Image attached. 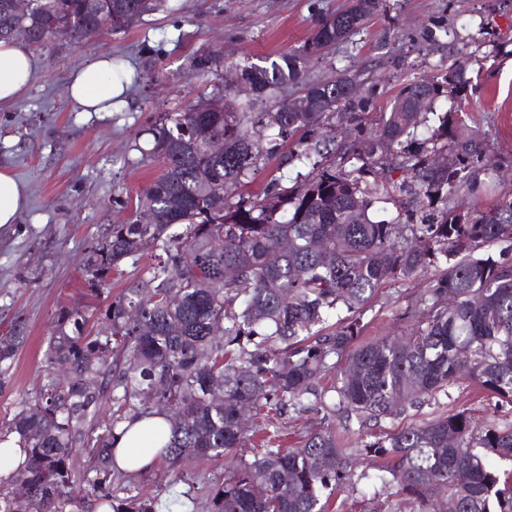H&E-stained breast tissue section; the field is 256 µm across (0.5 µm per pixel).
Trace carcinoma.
Masks as SVG:
<instances>
[{"label":"carcinoma","instance_id":"cac0c4a2","mask_svg":"<svg viewBox=\"0 0 512 512\" xmlns=\"http://www.w3.org/2000/svg\"><path fill=\"white\" fill-rule=\"evenodd\" d=\"M161 2L30 0L18 15L0 0V40L78 45ZM380 4L350 0L300 47L236 67L253 88L237 111H224L216 86L205 106L151 123L141 155L164 171L138 199L149 221L112 225L87 258L89 296L147 249L156 263L103 311L59 309L44 383L0 424V442L13 437L25 454L0 481V512H155L114 454L120 424L155 414L170 424L158 457L171 463L234 454L251 425L265 433L207 512H326L324 492L351 483L360 455L408 496L409 512H433L441 495L454 512H512V469L488 463L512 466V421L476 429L456 411L386 432L358 455L329 430L300 448L275 446L280 416L323 406L330 392L346 412L376 421L466 382L512 404V255L483 252L512 243V193L482 206L498 167L463 117L468 52L434 77L401 82L384 112L376 85L346 71L305 78L306 60L359 32ZM222 66L212 51L188 62L202 76ZM290 85L301 86L291 112L281 98ZM450 96L456 107L437 113L430 134L419 131L424 109ZM214 139L224 154L209 153ZM273 162L295 172L292 185L274 175L236 193ZM382 199L399 208L395 218L371 216ZM421 276L427 295L408 332L360 341V316L381 287ZM23 340L18 324L0 336V381Z\"/></svg>","mask_w":512,"mask_h":512}]
</instances>
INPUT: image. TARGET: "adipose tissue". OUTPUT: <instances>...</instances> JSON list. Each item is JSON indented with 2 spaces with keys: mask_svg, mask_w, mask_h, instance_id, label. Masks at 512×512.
I'll return each instance as SVG.
<instances>
[{
  "mask_svg": "<svg viewBox=\"0 0 512 512\" xmlns=\"http://www.w3.org/2000/svg\"><path fill=\"white\" fill-rule=\"evenodd\" d=\"M33 75L32 58L21 44L0 42V107L18 101L27 91ZM68 96L85 112H108L114 98L127 91L112 73V58L102 54L73 73L66 85ZM127 431L115 442V456L121 469L142 472L156 462L168 423L154 415L127 422Z\"/></svg>",
  "mask_w": 512,
  "mask_h": 512,
  "instance_id": "adipose-tissue-1",
  "label": "adipose tissue"
}]
</instances>
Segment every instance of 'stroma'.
Here are the masks:
<instances>
[{
	"instance_id": "stroma-1",
	"label": "stroma",
	"mask_w": 512,
	"mask_h": 512,
	"mask_svg": "<svg viewBox=\"0 0 512 512\" xmlns=\"http://www.w3.org/2000/svg\"><path fill=\"white\" fill-rule=\"evenodd\" d=\"M166 8L128 29L72 45L56 41L31 47V84L15 104L0 109V168L25 186L28 205L16 224L0 228V335L22 323L25 342L0 387V419L44 381L43 351L56 332L61 307L86 304L84 273L89 252L113 225L136 220L137 199L162 172L156 160L134 150L136 135L157 115L197 101L214 76L187 70L197 51H218L225 67L275 56L302 45L316 22L348 0H166ZM470 56L474 83L465 102L467 122L477 124L503 166L494 196L512 193V0H383L380 10L349 42L307 61L311 80H331L349 69L376 84L377 107H386L400 77L434 76L456 57ZM101 54L121 59L135 74L126 101L112 112L79 111L66 95L71 74ZM424 281L386 284L362 319L364 338L399 336L411 325L406 313L423 294ZM467 410L476 423L512 420V406L477 385L452 398L438 397L396 418L360 424L328 409L281 418L283 445L298 447L307 434L334 431L348 447L421 419ZM233 458L200 459L172 466L158 462L134 475L156 512H206L209 491L233 469ZM392 485L354 479L332 497L329 512H388L400 499Z\"/></svg>"
}]
</instances>
